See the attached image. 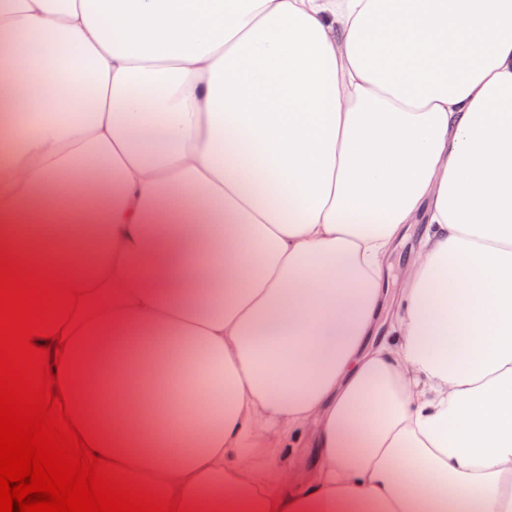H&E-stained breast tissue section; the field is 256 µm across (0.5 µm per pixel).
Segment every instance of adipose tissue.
<instances>
[{
  "label": "adipose tissue",
  "mask_w": 512,
  "mask_h": 512,
  "mask_svg": "<svg viewBox=\"0 0 512 512\" xmlns=\"http://www.w3.org/2000/svg\"><path fill=\"white\" fill-rule=\"evenodd\" d=\"M0 243L154 490L512 512V0H0ZM419 231L420 227H415L407 239L399 242L387 262V274L392 288L403 287L404 271L413 256L414 238Z\"/></svg>",
  "instance_id": "ef3b65f1"
}]
</instances>
